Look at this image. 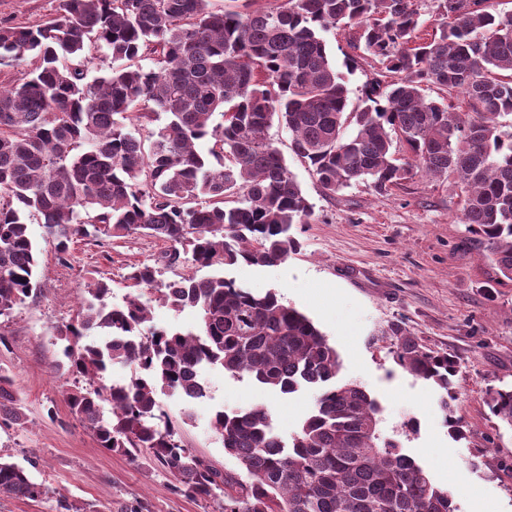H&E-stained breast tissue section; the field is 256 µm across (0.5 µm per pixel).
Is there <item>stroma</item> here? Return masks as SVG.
I'll return each mask as SVG.
<instances>
[{
	"label": "stroma",
	"mask_w": 512,
	"mask_h": 512,
	"mask_svg": "<svg viewBox=\"0 0 512 512\" xmlns=\"http://www.w3.org/2000/svg\"><path fill=\"white\" fill-rule=\"evenodd\" d=\"M59 0H0V22L37 24L56 17ZM325 38L343 73L350 106H358L378 64L353 49L350 35ZM275 147L313 206L294 234L300 250L276 266L224 269L254 293L276 291L282 302L310 318L342 361L340 378L363 386L380 404L379 429L452 492L458 512H512V432L489 411V389L512 385V282L500 281L481 239L461 221L456 178L435 181L414 174L387 192L357 181L333 195L292 153L289 134L269 131ZM42 249L38 288L0 318V369L27 413L19 426L0 414V455L34 461L31 473L48 487L36 500L0 499V512H58L60 497L86 503L89 512H222L223 495L188 497L180 483L148 453L131 458L100 448L85 423L71 415L65 393L73 376L56 370V332L73 318L88 285L107 281L110 303L129 291L131 265L151 263L163 241L141 234L80 237L58 260L43 239L38 217L27 221ZM329 288V305L317 302ZM401 325L426 348L457 361L455 398L441 406L440 391L403 371L391 353V329ZM206 398H159L162 413L178 423V437L221 470L237 469L210 427L215 411L268 406L278 432L290 434L309 413L307 392L278 395L220 368H204ZM462 437H454L450 420Z\"/></svg>",
	"instance_id": "obj_1"
}]
</instances>
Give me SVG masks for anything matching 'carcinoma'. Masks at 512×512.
I'll list each match as a JSON object with an SVG mask.
<instances>
[{
	"label": "carcinoma",
	"mask_w": 512,
	"mask_h": 512,
	"mask_svg": "<svg viewBox=\"0 0 512 512\" xmlns=\"http://www.w3.org/2000/svg\"><path fill=\"white\" fill-rule=\"evenodd\" d=\"M436 2L439 23L422 42L414 0H227L221 11L207 0H60L59 15L38 25L0 23V66L24 67L0 88V316L37 288L31 215L62 257L77 236L168 243L158 264L131 266L126 280L138 291L122 304H108L111 288L98 280L57 331L56 369L88 382L66 393L70 413L100 447L149 451L186 495L222 491L224 512H458L450 491L382 440L378 401L339 380L336 349L276 292L256 295L219 275L158 280L161 265L276 266L298 249L293 227L309 223L312 205L271 142L276 122L328 195L359 180L386 192L415 168L456 177L463 223L512 282V131L500 121L512 115V13L490 12L488 0ZM347 27L390 78L368 85L351 110L323 37ZM101 49L114 66L89 80ZM431 85L441 100L426 94ZM456 93L467 111L448 103ZM133 109L144 134L126 123ZM142 288L175 311L197 310V329L143 333ZM392 336L397 365L433 382L448 409L454 357L399 325ZM115 364L132 369L129 380L93 387ZM204 366L282 395L312 390L313 408L287 437L265 406L216 411L210 427L239 466L223 472L159 413L161 393L207 397L195 376ZM487 405L512 431V386L490 390ZM45 493L0 456V498Z\"/></svg>",
	"instance_id": "1"
}]
</instances>
